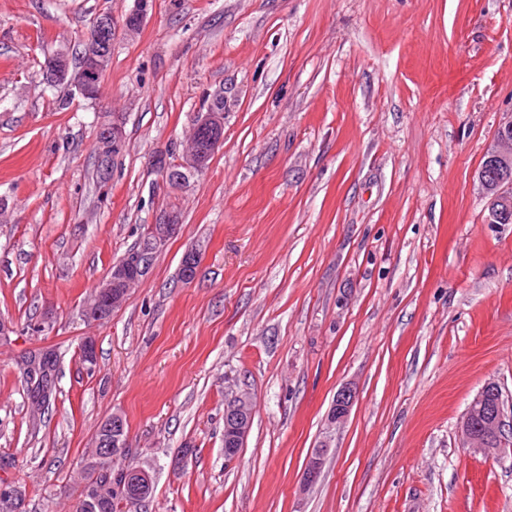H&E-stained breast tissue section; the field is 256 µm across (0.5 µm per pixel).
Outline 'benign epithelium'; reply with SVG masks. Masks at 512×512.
Returning <instances> with one entry per match:
<instances>
[{"mask_svg": "<svg viewBox=\"0 0 512 512\" xmlns=\"http://www.w3.org/2000/svg\"><path fill=\"white\" fill-rule=\"evenodd\" d=\"M148 0H138V8L128 14L122 22L124 34H136L142 24ZM114 20L112 11L103 8L93 18L89 31L83 37L86 57L81 67L71 70L68 56L62 51L45 55L44 69L51 77H62L82 96L95 99L98 96L100 80L110 61ZM102 135L98 136V152L103 161L102 176L107 172L112 158L120 155L125 147V133L117 122L101 125ZM194 140L180 161L170 162L168 155L160 152L153 157L155 169L167 179L180 184L201 174L210 163L215 151L224 142V97L217 95L207 103L206 109L194 116ZM489 164L499 168L500 175L494 186L488 185L484 174L478 175L481 192L491 201L512 205V119L498 128V140L493 153L488 156ZM180 220L177 213L163 214L158 222L151 225L149 244L133 254H127L114 262L106 277L99 284L96 301L84 309L88 321L106 323L112 313L126 300L127 288L139 282L147 272L152 256L163 248L177 233ZM199 263V252L189 250L182 259L183 282L195 278ZM83 365L91 370L96 366V340L86 336L80 343ZM47 356V350L40 347L30 351L21 362L22 372L30 374L36 381L42 380L39 361ZM495 384H487L471 403L469 413L462 423L463 444L473 450L493 453L505 443V410L503 401L489 403V392ZM355 400V392L345 386L334 399L327 420L334 427L346 420ZM254 415V404L246 392H236L224 402V459L235 461L250 433ZM95 458L100 461L116 460L130 446L128 430L122 415L114 413L103 421L94 437ZM328 448L327 442L312 449L303 468L301 480L305 486L315 484L321 477ZM154 485L150 472L134 467L125 472L123 494L128 507L139 512L151 498Z\"/></svg>", "mask_w": 512, "mask_h": 512, "instance_id": "benign-epithelium-1", "label": "benign epithelium"}]
</instances>
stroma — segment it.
Listing matches in <instances>:
<instances>
[{
  "label": "stroma",
  "instance_id": "35a3bbf8",
  "mask_svg": "<svg viewBox=\"0 0 512 512\" xmlns=\"http://www.w3.org/2000/svg\"><path fill=\"white\" fill-rule=\"evenodd\" d=\"M104 3L118 21L138 6L0 0V478L25 486L26 512H74L115 412L129 464L154 476L147 512H512V444L461 445L487 383L512 418V224L489 223L477 183L512 119V0H150L97 99L47 84L45 53L77 56ZM216 94L224 142L171 187L152 159L182 155ZM105 117L126 147L103 186ZM172 210L180 229L125 304L85 320ZM40 346L60 368L36 423L19 365ZM345 386L355 402L329 426ZM232 389L255 413L228 464ZM328 448L326 441H322L318 448H313L303 468L301 480L304 486L315 484L321 477Z\"/></svg>",
  "mask_w": 512,
  "mask_h": 512
}]
</instances>
